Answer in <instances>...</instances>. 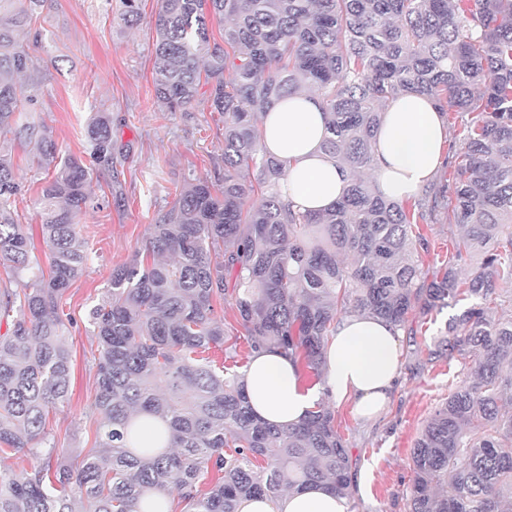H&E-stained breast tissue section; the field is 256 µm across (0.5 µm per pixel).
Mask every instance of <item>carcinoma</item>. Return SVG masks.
Masks as SVG:
<instances>
[{
  "instance_id": "cac0c4a2",
  "label": "carcinoma",
  "mask_w": 512,
  "mask_h": 512,
  "mask_svg": "<svg viewBox=\"0 0 512 512\" xmlns=\"http://www.w3.org/2000/svg\"><path fill=\"white\" fill-rule=\"evenodd\" d=\"M48 0H0V265L20 289L0 292V512H138L148 495L177 494L181 512H238L254 496L322 484L352 494L349 448L325 402L294 427L252 411L241 375L210 350L227 345L217 303L233 300L247 358L263 348L293 358L298 377L321 379L338 316L366 313L402 329L408 314L476 303L454 318L434 354L472 359L413 450L409 512H512V0H160L155 97L187 112L205 90L224 115V175L189 174L154 218L144 254L112 270L106 300L88 313L98 342V449L53 464L50 410L68 400L71 355L59 302L89 258L78 216L101 167L116 153L112 122L96 112L85 156L56 161L45 129L18 123L37 103L43 61L29 52L31 22ZM121 19L140 18L121 0ZM223 23L222 41L208 19ZM328 118L326 154L351 183L330 210H292L279 194L288 162L267 155L258 115L304 88ZM430 97L461 151L452 181L404 205L376 194L384 103ZM37 137L54 165L38 212L49 271L31 266L15 217L22 194L13 143ZM252 171L245 182L240 171ZM442 200L463 227L442 272L422 269L423 225ZM350 258L344 265L339 256ZM473 264L466 279L457 267ZM160 419L165 448L139 438L132 418ZM27 451L29 467L9 463Z\"/></svg>"
}]
</instances>
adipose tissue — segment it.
<instances>
[{"mask_svg":"<svg viewBox=\"0 0 512 512\" xmlns=\"http://www.w3.org/2000/svg\"><path fill=\"white\" fill-rule=\"evenodd\" d=\"M263 147L288 160L281 197L301 212L326 210L346 192L349 178L323 151L327 136L321 99L311 92L289 95L262 116ZM448 129L425 95L408 92L389 101L375 133L374 183L383 197L414 198L442 164ZM399 330L386 320L359 314L343 317L323 354V382L301 391L295 368L279 352L255 354L243 375L255 414L279 425L302 421L316 403L353 399L358 414L372 419L390 399L400 375ZM239 512H348L346 499L321 488L276 499L242 500Z\"/></svg>","mask_w":512,"mask_h":512,"instance_id":"1","label":"adipose tissue"}]
</instances>
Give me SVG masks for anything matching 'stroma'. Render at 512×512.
Returning a JSON list of instances; mask_svg holds the SVG:
<instances>
[{
  "instance_id": "1",
  "label": "stroma",
  "mask_w": 512,
  "mask_h": 512,
  "mask_svg": "<svg viewBox=\"0 0 512 512\" xmlns=\"http://www.w3.org/2000/svg\"><path fill=\"white\" fill-rule=\"evenodd\" d=\"M140 21L119 18V0H53L34 24L41 38L31 52L47 62L39 80L38 102L29 122L46 127L60 155H81L85 126L97 112L110 113L112 134L130 145L127 158L95 175L91 205L79 217L91 253L83 274L65 293L61 308L71 321L65 332L73 368L68 400L50 411L46 429L64 456L98 446L96 422L89 414L96 393L97 340L87 323L89 310L107 295L112 270L143 250L158 210L169 209L188 173L223 171L224 118L199 103L190 114L165 112L154 95L150 24L158 0H139ZM31 144L16 146L18 176L24 186L15 209L31 234H38L41 188L49 172L37 165ZM120 185L121 199L109 188ZM428 239L423 267L439 269L459 225L438 215L425 225ZM470 300L410 314L418 352L401 350L400 378L387 406L373 421L362 419L353 401L332 404L336 427L351 453L355 484L348 512H408L413 482L411 455L426 421L450 387L470 381L461 359L430 358L452 317Z\"/></svg>"
}]
</instances>
